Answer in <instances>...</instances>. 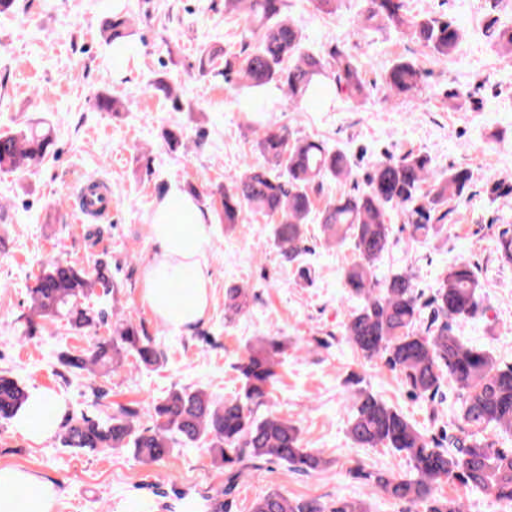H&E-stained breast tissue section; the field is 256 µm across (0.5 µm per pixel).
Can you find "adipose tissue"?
Returning a JSON list of instances; mask_svg holds the SVG:
<instances>
[{"label": "adipose tissue", "mask_w": 512, "mask_h": 512, "mask_svg": "<svg viewBox=\"0 0 512 512\" xmlns=\"http://www.w3.org/2000/svg\"><path fill=\"white\" fill-rule=\"evenodd\" d=\"M150 241L154 254L144 269L142 298L166 325L189 330L204 317L209 306L207 256L213 247L211 219L193 194L172 186L154 207ZM187 271L192 274L190 288L174 294L172 283ZM50 400L44 391H32L14 419L16 430L36 442L51 436L55 425L42 417ZM56 498V488L34 473L13 466L0 467V512H53Z\"/></svg>", "instance_id": "1"}]
</instances>
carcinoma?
<instances>
[{"instance_id": "cac0c4a2", "label": "carcinoma", "mask_w": 512, "mask_h": 512, "mask_svg": "<svg viewBox=\"0 0 512 512\" xmlns=\"http://www.w3.org/2000/svg\"><path fill=\"white\" fill-rule=\"evenodd\" d=\"M363 18L379 29L408 32L436 59L457 48L460 28L453 19L430 14L411 18L403 13L402 0H371ZM285 0H224V12L246 15L249 33L258 39L241 59L218 55L200 57L199 71H214L231 81L244 95L273 86L291 101L312 102L315 83L328 79L327 66L336 67L335 90L349 96L363 93L362 73L351 56L336 46L327 55L302 51V37L293 23L283 18ZM489 37L512 51V28L490 21ZM112 44L131 35L129 20L118 13L105 22ZM426 73L412 59L396 60L385 74V88L397 98L414 96L425 83ZM50 132L27 125L15 133L0 135V172L24 173L50 154ZM256 149L263 162L245 165L242 172L211 187L212 203L220 204L224 223L241 224L249 212L276 220L274 242L282 260L303 276L306 225L314 209L313 194L328 177L351 174L349 158L321 140L297 136L288 125L268 121L261 125ZM472 183L467 168L439 173L429 155L409 153L375 162L367 172L366 189L329 200L320 213V224L329 240L351 239L355 260L345 269V287L364 297L351 313L344 333L353 347L367 358L378 357L398 375L410 394L435 401L453 383L460 390V434L437 438L417 429L397 409L372 392L355 395L350 407L348 432L359 448H387L409 461L411 471L394 475L382 470L356 468V478L380 489L388 497L421 505L423 512H465L463 502L440 497L436 487L445 480L485 490L512 502V447L498 448L482 432L491 427L512 434V364L460 341L455 328L462 321L486 315L484 295L475 267L460 261L430 296L419 293L414 274L404 268L383 279L376 263L392 245L389 214L407 218L411 237L433 239L448 231L446 220L455 204L466 198ZM501 257L512 261V226L496 238ZM118 284L111 263L99 257L86 269L67 261L46 262L34 285L28 288L30 314L26 335L37 329L36 319L64 321L74 330L108 325L109 313L102 300L112 296ZM246 289H224V310L234 315L248 312ZM286 345L276 336H263L246 350L236 366L242 381L238 392L224 400L199 389H174L146 409L151 425L139 424L141 408L123 406L104 418L82 414L62 427L61 443L79 450L131 448L148 464L165 459L178 442L205 446L213 464L224 470V494H231L242 467L276 461L297 473L312 475L324 469L321 454L303 447L299 427L292 421L258 415L277 379V357ZM131 360L136 369L155 371L163 352L156 339L141 325L131 322L112 326L107 338L82 354L63 351L58 362L76 372L108 369L116 361ZM28 393L16 379L0 371V421H10L26 402ZM252 512H369L362 499H338L325 504L317 499L289 498L270 491L258 498Z\"/></svg>"}]
</instances>
